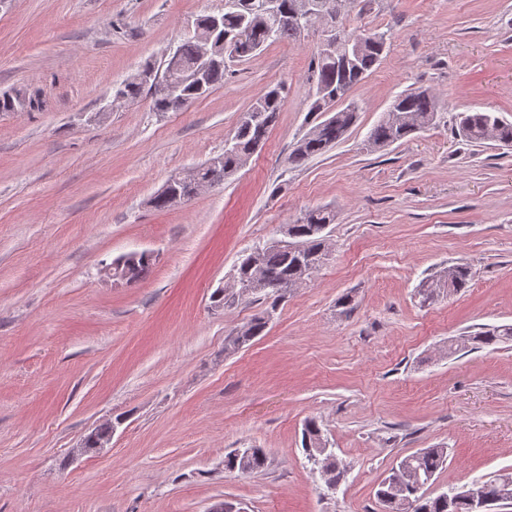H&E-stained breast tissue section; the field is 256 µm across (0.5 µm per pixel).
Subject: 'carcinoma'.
<instances>
[{"label": "carcinoma", "instance_id": "cac0c4a2", "mask_svg": "<svg viewBox=\"0 0 512 512\" xmlns=\"http://www.w3.org/2000/svg\"><path fill=\"white\" fill-rule=\"evenodd\" d=\"M252 0H224V11L218 14L204 15L197 21L195 34L182 41L174 57L166 60L163 72H158L151 64L138 70L130 78L113 87L115 95L134 100L148 91L152 98L155 112H171L175 101L153 88L156 76L167 79L178 88V97L186 103H192L209 95L224 85V75L231 63L248 59L257 54L267 43L294 42L308 28H301L291 22L289 15L301 10L302 0H277L274 14L253 12ZM341 0H330L333 10L327 14L321 24L338 29L341 42L338 50H345L349 35L355 34L365 40V46L354 59L349 68L338 65L335 59L323 55L318 50L314 53L308 69L307 81L310 89L324 91V96L315 98L311 93L307 100V112L315 123L295 143L288 155V164L299 166L306 160L321 156L331 147L344 139L357 118V108L347 105L336 109V102L349 96L351 90L362 81L377 65L387 47V35L379 31L357 30L340 20ZM212 47L215 62L207 71L201 85L186 80L187 73L193 68L202 41ZM285 106V97L279 85L268 87L245 112L231 137L235 149L210 158L204 164L194 168L188 182H182L167 190L158 191L151 199L150 205L157 210H167L191 198V193L198 186L214 187L234 175L247 160L265 144L269 129L277 122ZM441 105L439 100L426 88L402 93L394 99L384 116L370 129L367 141L374 147L400 142L410 135L434 124L439 118ZM458 135L474 145L487 140H494L505 146H512V124L507 123L496 113L482 110L465 112L460 116ZM336 223V211L329 207H315L303 213L294 223L287 225L288 243L303 247L305 256L299 257L280 244L272 241L258 245L242 252L236 265L235 282L238 297L241 299L260 298L266 307L247 323L242 325L228 339L227 345L233 349L250 343L262 336L273 314L283 299V288L273 283H264L255 278L256 270L269 273L274 279L288 282V288H299L311 279L308 273L307 257L312 255L319 259L328 249L327 228ZM152 265V257L143 255L128 268V279L135 282L146 277ZM445 279H436L448 292H458L467 287L470 268L457 264L444 270ZM236 297V298H238ZM236 298L228 294L224 298H211L214 308H224L235 304ZM512 340L511 326L485 328L474 335L460 336L451 343L455 350L478 349ZM112 434V424L105 423L84 440L85 452L98 451L97 443ZM324 434L317 420L309 419L304 424L303 448L311 455L325 447ZM446 449L426 448L400 461L421 478H434L445 466ZM265 454L260 448H251L245 455L231 450L224 457V470L239 472L243 475L258 472L264 468ZM321 467L327 469L336 482H341L348 472V465L336 458L332 452L322 456ZM490 497V504L512 505V486L506 487L501 476L482 482ZM378 498L386 512H471V505L463 498L449 492L435 497L410 487V480L395 472L382 482Z\"/></svg>", "mask_w": 512, "mask_h": 512}]
</instances>
